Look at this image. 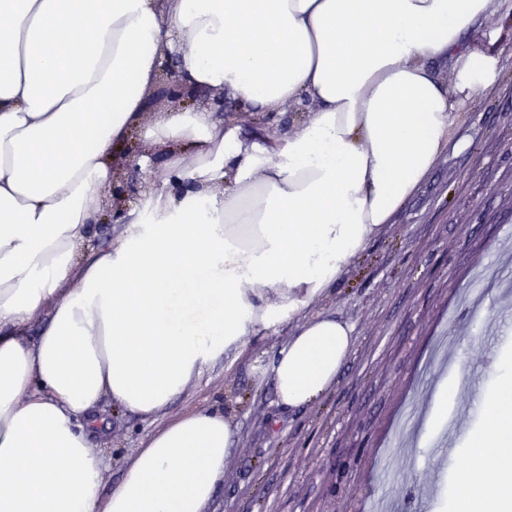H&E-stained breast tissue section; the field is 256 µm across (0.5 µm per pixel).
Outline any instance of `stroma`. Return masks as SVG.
Instances as JSON below:
<instances>
[{
	"label": "stroma",
	"mask_w": 512,
	"mask_h": 512,
	"mask_svg": "<svg viewBox=\"0 0 512 512\" xmlns=\"http://www.w3.org/2000/svg\"><path fill=\"white\" fill-rule=\"evenodd\" d=\"M480 44L498 58L492 81L468 101L449 148L417 192L314 302L353 327L354 348L319 402L285 413L272 386L274 353L296 321L243 337L206 365L187 389L150 418L101 401L89 445L105 460L103 494L126 457L169 419L223 408L233 423L225 477L207 512H366L385 498L399 512H454L449 490L467 463L466 430L482 425L477 397L497 385L491 358L512 357V295L487 289L476 311L460 306L476 267L512 254V9L481 19ZM311 105L265 113L225 98V119L242 137L264 125L291 134ZM464 379L447 409L459 426L398 448L392 430L405 405L427 411L442 382Z\"/></svg>",
	"instance_id": "35a3bbf8"
}]
</instances>
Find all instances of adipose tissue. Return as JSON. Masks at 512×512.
Here are the masks:
<instances>
[{
    "label": "adipose tissue",
    "instance_id": "adipose-tissue-1",
    "mask_svg": "<svg viewBox=\"0 0 512 512\" xmlns=\"http://www.w3.org/2000/svg\"><path fill=\"white\" fill-rule=\"evenodd\" d=\"M505 2L0 0V512H205L230 453L221 410L150 434L106 498L73 420L104 398L153 416L243 336L298 318L275 355L282 407L335 385L353 328L306 309L447 151L497 65L463 36ZM442 56L450 86L428 66ZM168 57L185 89L319 109L260 144L208 108L168 112L142 142L166 157L159 188L87 246ZM489 368L457 512H512V360Z\"/></svg>",
    "mask_w": 512,
    "mask_h": 512
}]
</instances>
